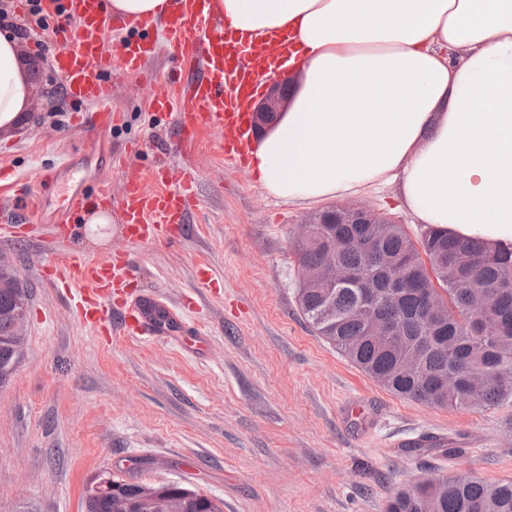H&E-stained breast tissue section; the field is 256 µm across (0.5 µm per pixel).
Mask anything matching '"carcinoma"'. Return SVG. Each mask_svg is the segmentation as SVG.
<instances>
[{
    "instance_id": "carcinoma-1",
    "label": "carcinoma",
    "mask_w": 512,
    "mask_h": 512,
    "mask_svg": "<svg viewBox=\"0 0 512 512\" xmlns=\"http://www.w3.org/2000/svg\"><path fill=\"white\" fill-rule=\"evenodd\" d=\"M305 273L298 303L306 322L367 376L393 394L437 408H486L512 401V261L428 228L414 243L399 224L315 225L295 245ZM334 263L354 284L323 286L311 271ZM443 287L448 316L429 298ZM378 298L364 303V290ZM486 297L478 310L472 298ZM0 295V361L17 364ZM183 512H221L211 499L183 498ZM386 512H512V481L460 475L400 491Z\"/></svg>"
}]
</instances>
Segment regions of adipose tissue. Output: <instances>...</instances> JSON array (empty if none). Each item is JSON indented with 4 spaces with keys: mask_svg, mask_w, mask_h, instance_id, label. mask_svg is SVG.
I'll use <instances>...</instances> for the list:
<instances>
[{
    "mask_svg": "<svg viewBox=\"0 0 512 512\" xmlns=\"http://www.w3.org/2000/svg\"><path fill=\"white\" fill-rule=\"evenodd\" d=\"M241 44H285V112L246 169L293 204L397 185L416 223L512 251V0H221ZM30 86L0 33V128Z\"/></svg>",
    "mask_w": 512,
    "mask_h": 512,
    "instance_id": "adipose-tissue-1",
    "label": "adipose tissue"
}]
</instances>
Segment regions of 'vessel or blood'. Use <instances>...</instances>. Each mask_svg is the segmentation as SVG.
<instances>
[{"instance_id": "b4317fda", "label": "vessel or blood", "mask_w": 512, "mask_h": 512, "mask_svg": "<svg viewBox=\"0 0 512 512\" xmlns=\"http://www.w3.org/2000/svg\"><path fill=\"white\" fill-rule=\"evenodd\" d=\"M221 0H169L158 20L107 13L102 0H40L42 17L51 24L59 51L54 68L63 80L67 101L80 102L72 123L85 147L97 149L112 131L113 90L126 76L142 70L159 44L175 49L190 70L179 85H153L148 97L154 111L166 113L174 126L179 164L165 163L151 172L126 168L119 195L78 184L63 196L55 233L66 239L81 216L116 208L125 239L172 245L184 235L197 204L195 176L183 160L207 148L236 160L241 153V109L268 72L272 50L262 43L241 45L224 35ZM123 33L107 49L110 32ZM37 214L0 218V238L31 230ZM40 274L49 284L72 288L79 314L92 335L117 334L138 340H169L195 352L205 333L186 310L169 306L157 293L141 288L123 257L90 260L78 251L47 255Z\"/></svg>"}]
</instances>
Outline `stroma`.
Returning <instances> with one entry per match:
<instances>
[{
    "label": "stroma",
    "instance_id": "obj_1",
    "mask_svg": "<svg viewBox=\"0 0 512 512\" xmlns=\"http://www.w3.org/2000/svg\"><path fill=\"white\" fill-rule=\"evenodd\" d=\"M17 44L32 94L18 123L0 129V167L30 180L62 150L71 180L116 191L123 170L112 152L139 144L129 161L146 172L174 161V130L151 112L146 90L152 76L177 77L168 47L119 86V121L90 156L70 122L53 36ZM192 164L200 205L175 245L127 241L115 223L83 225L69 244L53 236L52 209L39 243L0 239V260L29 290L23 354L0 385V512H81L101 474L180 483L223 512H384L433 474L512 480V402L430 407L366 376L299 308L294 245L313 207L268 196L243 166L211 153ZM362 201L419 239L395 188ZM70 248L97 259L127 253L143 286L190 308L206 349L91 337L69 297L39 276L44 253ZM438 436L456 455L410 448Z\"/></svg>",
    "mask_w": 512,
    "mask_h": 512
}]
</instances>
